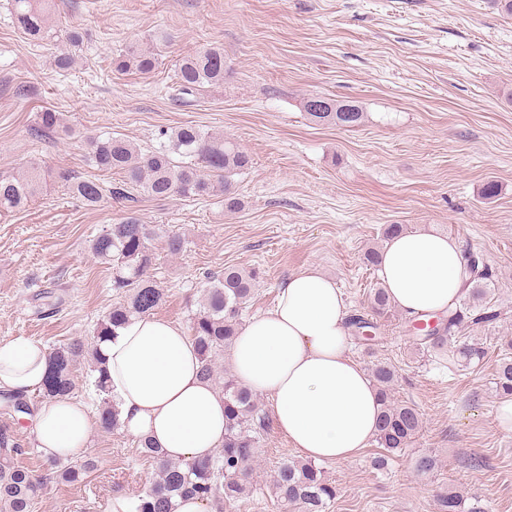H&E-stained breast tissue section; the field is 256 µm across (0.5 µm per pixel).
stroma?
<instances>
[{
  "instance_id": "1",
  "label": "stroma",
  "mask_w": 512,
  "mask_h": 512,
  "mask_svg": "<svg viewBox=\"0 0 512 512\" xmlns=\"http://www.w3.org/2000/svg\"><path fill=\"white\" fill-rule=\"evenodd\" d=\"M50 23L85 33L68 71L55 65V43L24 39L0 0V176L32 161L42 170L30 205L0 213V340L90 342L120 297L89 242L129 216L159 230L150 274L164 301L155 314L185 330L206 273L225 266L259 274L245 322L311 266L335 279L349 311H364L380 277L363 253L384 246L386 225L455 236L496 273L502 319L472 333L488 356L447 369L417 349L396 309L379 320L374 346L352 339L348 353L364 369L394 366L393 396L414 404L424 427L385 469L373 467V445L324 463L338 488L324 512H439L437 496L451 487L489 512H512V432L494 415L496 362L512 339V15L494 0H56ZM129 45L155 51L158 67L113 70V54ZM204 45L223 49L229 72L223 84L181 94L175 71ZM315 95L358 105L363 121L312 122L302 105ZM46 108L64 130L39 138ZM183 124L247 152L251 164L234 178L242 209L225 210L220 194L88 207L68 193L70 178L107 188L122 180L87 161L83 137L109 133L143 149ZM490 181L499 194L482 199ZM170 234L184 239L181 253H169ZM424 453L438 465L422 478L413 463ZM297 456L269 428L253 493L229 512H277L271 477ZM80 457L95 468L67 483L40 453L23 456L45 479L33 512H110L114 495L136 500L157 473L136 438L98 425Z\"/></svg>"
}]
</instances>
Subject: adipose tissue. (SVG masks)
Listing matches in <instances>:
<instances>
[{
	"mask_svg": "<svg viewBox=\"0 0 512 512\" xmlns=\"http://www.w3.org/2000/svg\"><path fill=\"white\" fill-rule=\"evenodd\" d=\"M463 246L448 234L402 233L382 252L380 276L404 315L438 314L460 298ZM348 310L335 282L310 267L290 277L272 308L251 319L230 349L236 380L273 401L276 428L305 459L346 461L377 433L378 396L347 354ZM107 396L126 435L149 439L168 459L193 462L224 445V396L201 374L183 329L164 319H130L98 346ZM50 351L17 337L0 341V390L41 388ZM93 416L83 403L56 398L32 419V445L49 459L75 455Z\"/></svg>",
	"mask_w": 512,
	"mask_h": 512,
	"instance_id": "adipose-tissue-1",
	"label": "adipose tissue"
}]
</instances>
